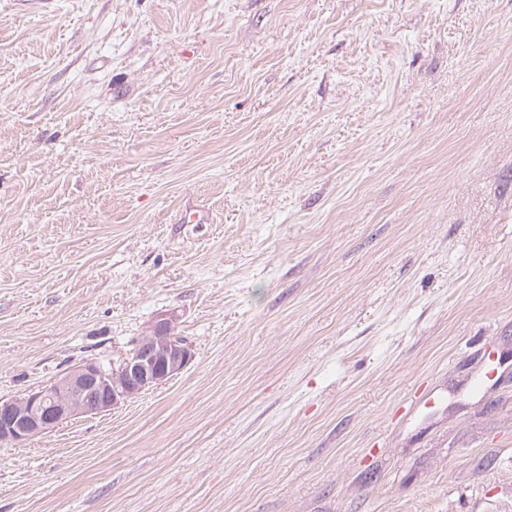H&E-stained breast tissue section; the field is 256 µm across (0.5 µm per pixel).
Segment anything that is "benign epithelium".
Listing matches in <instances>:
<instances>
[{
    "label": "benign epithelium",
    "instance_id": "1",
    "mask_svg": "<svg viewBox=\"0 0 512 512\" xmlns=\"http://www.w3.org/2000/svg\"><path fill=\"white\" fill-rule=\"evenodd\" d=\"M193 358L175 319H159L118 362L88 359L36 391L0 399V443L22 446L62 422L107 413L178 376Z\"/></svg>",
    "mask_w": 512,
    "mask_h": 512
}]
</instances>
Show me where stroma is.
<instances>
[{
	"mask_svg": "<svg viewBox=\"0 0 512 512\" xmlns=\"http://www.w3.org/2000/svg\"><path fill=\"white\" fill-rule=\"evenodd\" d=\"M162 317L0 512H512V0H0V398Z\"/></svg>",
	"mask_w": 512,
	"mask_h": 512,
	"instance_id": "stroma-1",
	"label": "stroma"
}]
</instances>
